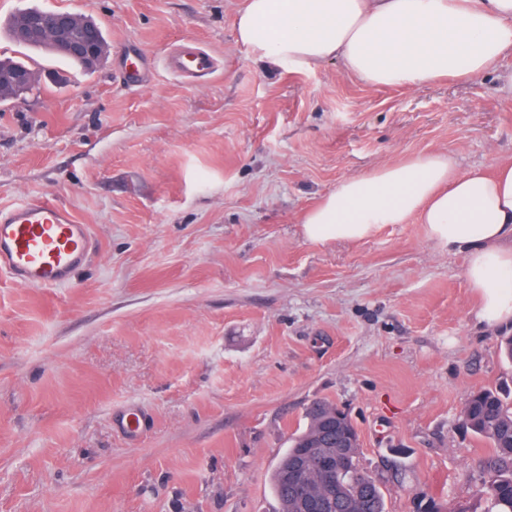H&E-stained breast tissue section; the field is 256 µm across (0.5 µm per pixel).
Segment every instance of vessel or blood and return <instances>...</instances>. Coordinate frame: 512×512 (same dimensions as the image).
<instances>
[{"label":"vessel or blood","mask_w":512,"mask_h":512,"mask_svg":"<svg viewBox=\"0 0 512 512\" xmlns=\"http://www.w3.org/2000/svg\"><path fill=\"white\" fill-rule=\"evenodd\" d=\"M171 69L185 77L212 73L214 58L202 50L171 56ZM93 253L88 225L49 196H31L0 210V270L37 288L68 285Z\"/></svg>","instance_id":"1"}]
</instances>
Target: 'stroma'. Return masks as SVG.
<instances>
[{"instance_id": "1", "label": "stroma", "mask_w": 512, "mask_h": 512, "mask_svg": "<svg viewBox=\"0 0 512 512\" xmlns=\"http://www.w3.org/2000/svg\"><path fill=\"white\" fill-rule=\"evenodd\" d=\"M241 5L0 0V56L41 72L0 101V209L52 196L95 244L63 288L0 270V512H276L271 473L319 400L348 413L387 512L426 495L485 512L489 445L460 414L481 388L512 401V324L479 325L464 253L417 219L326 244L300 219L411 155L511 157L512 53L411 89L270 70L235 44ZM29 8L93 18L105 57L17 46ZM189 47L213 74L167 70Z\"/></svg>"}]
</instances>
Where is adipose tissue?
Masks as SVG:
<instances>
[{"instance_id": "obj_1", "label": "adipose tissue", "mask_w": 512, "mask_h": 512, "mask_svg": "<svg viewBox=\"0 0 512 512\" xmlns=\"http://www.w3.org/2000/svg\"><path fill=\"white\" fill-rule=\"evenodd\" d=\"M235 41L281 69L339 62L373 87L474 79L512 53V0H244ZM418 218L437 247L466 254L465 277L488 325L512 319V159L461 169L417 154L348 176L301 220L315 244L359 241Z\"/></svg>"}]
</instances>
